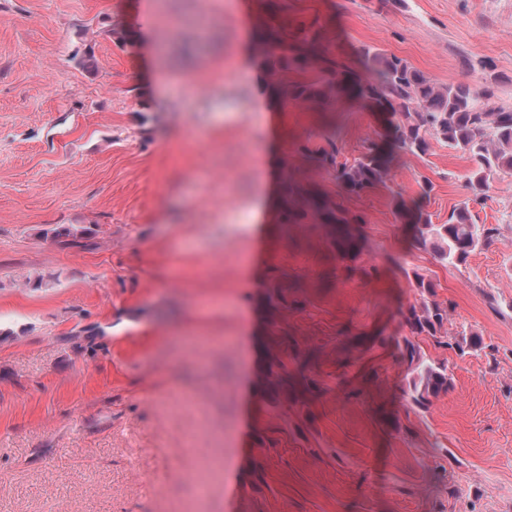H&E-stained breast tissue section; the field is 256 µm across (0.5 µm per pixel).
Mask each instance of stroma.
<instances>
[{"label":"stroma","mask_w":512,"mask_h":512,"mask_svg":"<svg viewBox=\"0 0 512 512\" xmlns=\"http://www.w3.org/2000/svg\"><path fill=\"white\" fill-rule=\"evenodd\" d=\"M310 26L512 107V0H0V512H512V174L472 208L494 243L417 249L394 197L445 223L469 163L392 149L359 197L305 165L388 140L362 102L263 91L254 31ZM292 184L362 216L357 264ZM418 273L454 378L425 409L396 349Z\"/></svg>","instance_id":"35a3bbf8"}]
</instances>
